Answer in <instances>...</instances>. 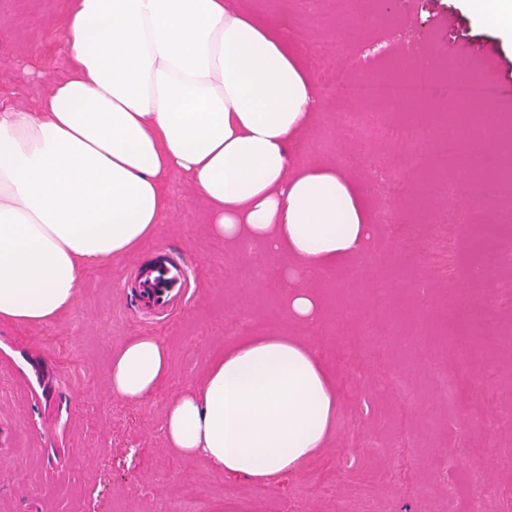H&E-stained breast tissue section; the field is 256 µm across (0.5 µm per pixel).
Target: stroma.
<instances>
[{
	"instance_id": "stroma-1",
	"label": "stroma",
	"mask_w": 512,
	"mask_h": 512,
	"mask_svg": "<svg viewBox=\"0 0 512 512\" xmlns=\"http://www.w3.org/2000/svg\"><path fill=\"white\" fill-rule=\"evenodd\" d=\"M256 15L284 17L298 40L312 80L320 52L361 58L343 78L377 80L393 73L400 49L424 45L435 72L455 80H503L501 59L512 58V29L468 8V0H244ZM68 0H0V111L35 106L68 69L64 49ZM452 26H445V19ZM318 122L294 162L336 164L361 185L372 213L382 204L374 169L400 180L403 223L426 225L449 200L420 195L433 181L439 143L428 148L426 168H405L406 150L374 142L350 152L337 137L341 113L360 104L319 96ZM171 208L155 239L140 253L87 272L79 296L57 321L36 327L0 323V512H171L172 487L192 485L195 512H360L357 489L370 482L377 512H504L512 480L501 471L512 429L498 424L499 403L512 381L497 379L482 394L448 407L427 376L428 362L453 367L459 348L472 346V370L512 362L503 339L512 317L492 308L490 282L512 277V241L498 244L500 261L484 277L469 276L484 254L477 231L463 234L454 282L434 270L400 261L403 242L391 243L375 224L372 250L329 272L322 325L289 323L281 309L284 283L258 277L259 268L291 266L287 254L261 251L246 240L224 246L211 237L208 207L189 179L175 175ZM177 260L192 270L193 301L163 320L141 305L134 283L147 265ZM385 281V301L372 297ZM372 322L376 338L355 363L344 343ZM288 333L302 338L331 368L340 394L330 448L300 471L270 483L214 471L201 459L181 458L164 437L169 402L209 369L213 354L240 338ZM157 337L169 350L167 379L138 403L113 396L109 368L130 337ZM416 388L406 406L378 378L385 366ZM483 425L470 426L473 414ZM485 470L470 485L474 463Z\"/></svg>"
}]
</instances>
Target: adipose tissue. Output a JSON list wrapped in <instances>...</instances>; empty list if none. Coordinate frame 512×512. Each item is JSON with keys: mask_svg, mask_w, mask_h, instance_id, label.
Instances as JSON below:
<instances>
[{"mask_svg": "<svg viewBox=\"0 0 512 512\" xmlns=\"http://www.w3.org/2000/svg\"><path fill=\"white\" fill-rule=\"evenodd\" d=\"M69 74L32 112L0 113V322L51 323L83 275L152 239L187 175L210 233L247 239L315 279L370 250L360 187L326 161L292 162L318 105L286 20L238 0H71ZM289 322L325 318L316 289L282 294ZM169 353L151 336L113 356L110 384L130 403L164 382ZM338 399L295 336H249L216 355L167 406L168 445L217 472L269 481L329 447Z\"/></svg>", "mask_w": 512, "mask_h": 512, "instance_id": "obj_1", "label": "adipose tissue"}]
</instances>
